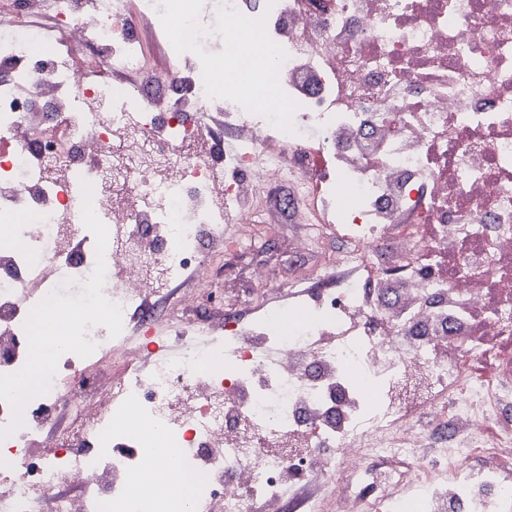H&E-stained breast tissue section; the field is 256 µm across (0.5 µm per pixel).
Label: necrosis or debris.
<instances>
[{
    "mask_svg": "<svg viewBox=\"0 0 512 512\" xmlns=\"http://www.w3.org/2000/svg\"><path fill=\"white\" fill-rule=\"evenodd\" d=\"M32 5L0 0V512H167L145 479L157 432L184 451L175 494L211 512H322L292 495L309 471L338 512H512V0H227L220 66L194 0H141L177 71L147 68L111 0H54L49 33L25 27ZM244 29L275 55L280 109L234 94L256 77ZM153 88L178 106L158 109ZM214 112L234 117L238 151L179 156ZM288 181L327 246L288 285L321 298L284 323L257 264L262 323L225 317L205 351L128 347L146 277L160 299L188 269L208 288L202 236H223L248 187ZM121 188L135 204L118 213ZM66 283L96 315H69L80 334L19 392ZM62 411L71 428L43 441ZM422 414L445 446L432 460Z\"/></svg>",
    "mask_w": 512,
    "mask_h": 512,
    "instance_id": "necrosis-or-debris-1",
    "label": "necrosis or debris"
}]
</instances>
